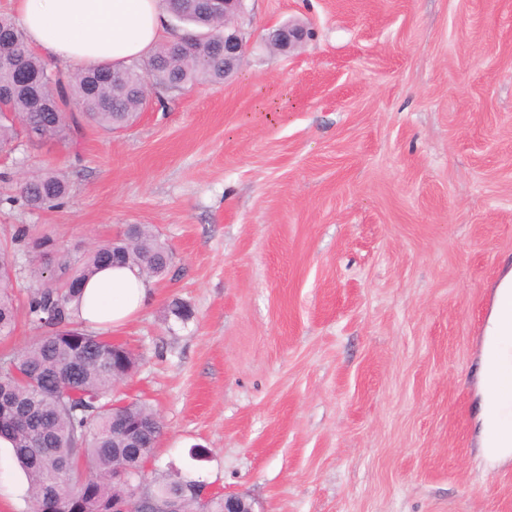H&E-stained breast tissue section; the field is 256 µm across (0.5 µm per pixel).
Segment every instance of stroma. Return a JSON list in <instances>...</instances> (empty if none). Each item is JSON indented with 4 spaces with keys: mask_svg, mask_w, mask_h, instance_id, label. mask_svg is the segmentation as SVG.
<instances>
[{
    "mask_svg": "<svg viewBox=\"0 0 512 512\" xmlns=\"http://www.w3.org/2000/svg\"><path fill=\"white\" fill-rule=\"evenodd\" d=\"M286 23L309 39L271 50ZM243 27L236 77L0 155V245L80 254L146 224L170 247L104 331L139 357L122 392L162 420L158 476L257 512H512L480 416L512 268V0H247ZM46 168L70 197L29 209ZM0 512H33L3 447ZM67 179L54 170H40L26 176L21 183V197L32 209H59L69 196Z\"/></svg>",
    "mask_w": 512,
    "mask_h": 512,
    "instance_id": "35a3bbf8",
    "label": "stroma"
}]
</instances>
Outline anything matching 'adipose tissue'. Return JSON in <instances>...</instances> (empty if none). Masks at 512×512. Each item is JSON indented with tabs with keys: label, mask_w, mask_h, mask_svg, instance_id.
I'll use <instances>...</instances> for the list:
<instances>
[{
	"label": "adipose tissue",
	"mask_w": 512,
	"mask_h": 512,
	"mask_svg": "<svg viewBox=\"0 0 512 512\" xmlns=\"http://www.w3.org/2000/svg\"><path fill=\"white\" fill-rule=\"evenodd\" d=\"M29 46L44 56L82 67L124 64L147 55L165 38L159 0H12ZM149 285L138 268L106 266L84 284L80 316L96 327L117 326L143 307ZM504 338L503 368L485 398V430L512 441L498 427L495 395L512 393V324L494 310L486 329Z\"/></svg>",
	"instance_id": "ef3b65f1"
}]
</instances>
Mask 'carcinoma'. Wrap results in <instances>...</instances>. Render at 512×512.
Here are the masks:
<instances>
[{
	"label": "carcinoma",
	"instance_id": "obj_1",
	"mask_svg": "<svg viewBox=\"0 0 512 512\" xmlns=\"http://www.w3.org/2000/svg\"><path fill=\"white\" fill-rule=\"evenodd\" d=\"M179 19L197 28L178 41L161 44L141 63L65 72L51 68L28 45L25 32L0 15V153L14 150L18 128L29 140L69 141L79 131L69 111L77 103L82 115L117 130L132 124L144 108L143 81L160 91H178L201 82L224 81L219 17L203 0H177ZM67 179L54 170H40L22 180L21 197L32 209H59L69 196ZM66 275L57 286L46 283L28 297V318L41 329L29 346L0 357V403L20 418H0V437L29 482L30 497L42 512H105L112 496L127 484L112 482L123 468L126 479L143 476L156 451L161 424L154 410L133 401L112 408L118 383L137 368L128 348L112 351V340L84 329L79 315L83 285L97 269L133 265L147 277L162 275L171 251L147 225L133 224L122 237L75 257L57 252ZM15 262L0 249V336L16 329L13 291ZM195 479L173 472L157 485L160 497L191 499L185 491Z\"/></svg>",
	"mask_w": 512,
	"mask_h": 512
}]
</instances>
